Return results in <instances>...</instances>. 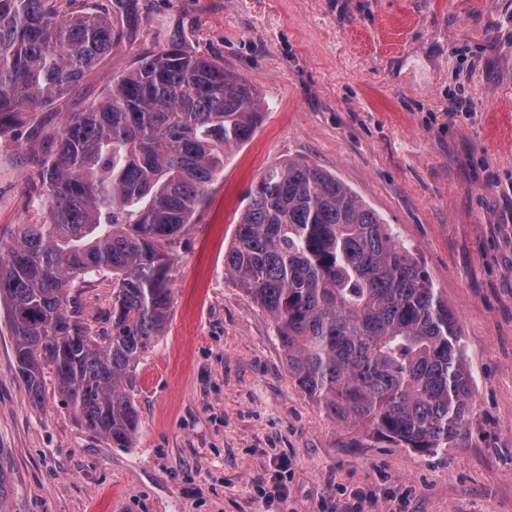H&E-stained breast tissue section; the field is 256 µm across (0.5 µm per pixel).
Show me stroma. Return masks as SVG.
<instances>
[{
    "label": "stroma",
    "instance_id": "obj_1",
    "mask_svg": "<svg viewBox=\"0 0 512 512\" xmlns=\"http://www.w3.org/2000/svg\"><path fill=\"white\" fill-rule=\"evenodd\" d=\"M135 29L44 108L42 133L164 44L245 77L266 111L172 254L170 320L135 371L138 428L114 448L46 379L30 402L0 317L7 512H512V0H133ZM32 129L0 136V248L39 224ZM304 160L391 225L456 317L473 377L464 444L359 435L288 373L269 313L224 268L269 167ZM71 293L108 326L110 276Z\"/></svg>",
    "mask_w": 512,
    "mask_h": 512
}]
</instances>
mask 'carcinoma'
Returning <instances> with one entry per match:
<instances>
[{
    "label": "carcinoma",
    "instance_id": "carcinoma-1",
    "mask_svg": "<svg viewBox=\"0 0 512 512\" xmlns=\"http://www.w3.org/2000/svg\"><path fill=\"white\" fill-rule=\"evenodd\" d=\"M121 37L95 10L0 0V130L37 121ZM264 110L246 78L173 32L68 113L37 157L47 223L22 225L0 250V308L32 403L49 372L63 408L110 446H131L134 370L168 323L171 252ZM247 199L224 267L273 318L297 384L330 419L404 448L462 442L472 376L456 318L391 226L297 160L266 169ZM99 272L112 274L100 335L68 291Z\"/></svg>",
    "mask_w": 512,
    "mask_h": 512
}]
</instances>
